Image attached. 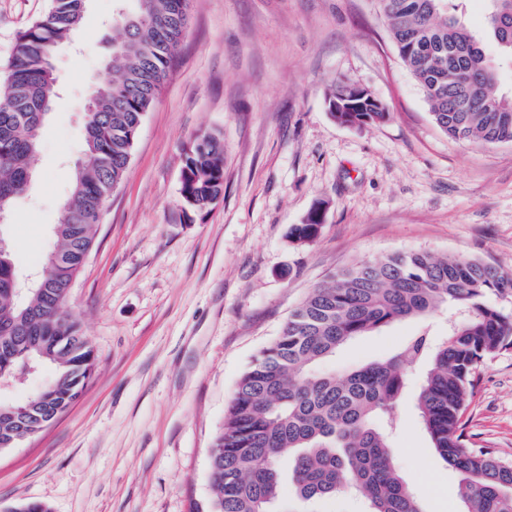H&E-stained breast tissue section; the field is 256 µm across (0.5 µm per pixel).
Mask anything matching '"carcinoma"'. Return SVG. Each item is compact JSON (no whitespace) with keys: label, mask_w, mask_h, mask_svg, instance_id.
I'll return each instance as SVG.
<instances>
[{"label":"carcinoma","mask_w":512,"mask_h":512,"mask_svg":"<svg viewBox=\"0 0 512 512\" xmlns=\"http://www.w3.org/2000/svg\"><path fill=\"white\" fill-rule=\"evenodd\" d=\"M88 0H50L47 13L19 32L0 85V213L28 190L40 132L60 83L52 60L82 25ZM114 20L113 78L91 85L85 161L76 165L54 227L67 257L49 267L52 287L10 300L13 261H0V377L24 375V361L53 366L52 377L25 410L65 413L90 379L93 347L68 310V283L95 244L90 219L121 183L143 116L159 96L189 21L190 0H138ZM397 52L420 86L436 125L450 137L485 145L512 143V97L497 92V70L481 41L448 12L450 0H378ZM488 33L512 55V0H489ZM350 85L340 79L326 97L336 122L361 126L388 117L371 93L338 112ZM181 195L195 209L224 190V147L211 134L186 154ZM322 224L310 213L292 243L314 241ZM512 298V275L466 256L410 252L367 261L312 289L286 325L236 383L224 425L209 450L210 512H271L283 480L298 501L345 490L369 512H423L399 474L389 446L398 427L405 370L426 371L417 414L431 447L459 474L466 512H512V459L468 446L462 417L482 363L512 346V311L488 301ZM463 311L436 340L406 339L380 361L342 377L315 371L349 341L393 322L427 317L444 305Z\"/></svg>","instance_id":"obj_1"}]
</instances>
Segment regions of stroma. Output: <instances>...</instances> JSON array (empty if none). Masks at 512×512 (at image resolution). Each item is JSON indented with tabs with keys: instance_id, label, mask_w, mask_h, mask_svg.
I'll return each instance as SVG.
<instances>
[{
	"instance_id": "stroma-1",
	"label": "stroma",
	"mask_w": 512,
	"mask_h": 512,
	"mask_svg": "<svg viewBox=\"0 0 512 512\" xmlns=\"http://www.w3.org/2000/svg\"><path fill=\"white\" fill-rule=\"evenodd\" d=\"M49 0H0V75L18 32ZM136 0H89L84 42L63 43L60 89L35 172L8 217L19 275L55 250L53 227L84 158L91 82L117 10ZM487 0L456 13L484 37L501 93L512 57L486 37ZM369 90L386 120L336 123L324 102L336 79ZM224 146V192L197 210L180 194L188 149L202 133ZM310 244L288 234L317 204ZM489 261L512 274V143L449 137L400 59L375 0H191L188 28L165 85L143 117L131 160L105 205L96 244L68 307L94 352L73 406L39 434L0 450V512L30 501L51 512H209V448L235 384L302 298L334 273L394 253ZM448 333V313L361 336L319 364L343 374L397 351L419 331ZM412 366L391 445L425 512H465L458 473L420 428ZM479 448L512 458V347L485 360L466 413ZM281 512H368L358 497Z\"/></svg>"
}]
</instances>
